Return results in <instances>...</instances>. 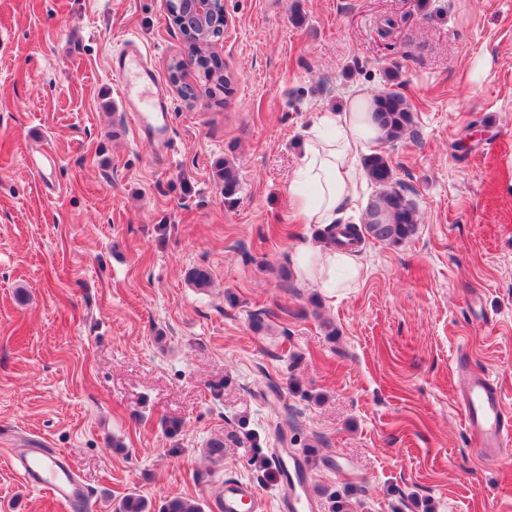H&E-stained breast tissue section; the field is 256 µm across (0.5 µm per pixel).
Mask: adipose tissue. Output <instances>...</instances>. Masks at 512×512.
Returning a JSON list of instances; mask_svg holds the SVG:
<instances>
[{
	"label": "adipose tissue",
	"mask_w": 512,
	"mask_h": 512,
	"mask_svg": "<svg viewBox=\"0 0 512 512\" xmlns=\"http://www.w3.org/2000/svg\"><path fill=\"white\" fill-rule=\"evenodd\" d=\"M373 110V97L360 94L341 111L317 113L290 188L291 205L304 223L327 229L355 208L366 178L360 154L384 137ZM296 267L300 277L331 294L340 286L337 271L352 281L361 275L357 254L337 242L300 247Z\"/></svg>",
	"instance_id": "obj_1"
}]
</instances>
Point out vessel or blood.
<instances>
[{"instance_id":"1","label":"vessel or blood","mask_w":512,"mask_h":512,"mask_svg":"<svg viewBox=\"0 0 512 512\" xmlns=\"http://www.w3.org/2000/svg\"><path fill=\"white\" fill-rule=\"evenodd\" d=\"M112 78L119 85L123 101L136 127L160 148H167L169 107L162 92L142 91L153 83L151 71L135 43H127L110 57ZM56 156L47 149L29 154L27 165L41 178H48L57 166ZM466 427L479 455L488 462L500 459L512 446V410L507 409L500 384L484 372H469L467 386L458 400ZM272 461L279 474V512H317L318 504L309 491L311 474L292 449L276 448ZM28 487L49 492L58 502L75 506L87 498L86 490L70 471L65 455L46 457L33 449L19 460ZM218 512H265L266 503L248 481L227 479L216 493Z\"/></svg>"}]
</instances>
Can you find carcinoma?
Wrapping results in <instances>:
<instances>
[{
  "instance_id": "1",
  "label": "carcinoma",
  "mask_w": 512,
  "mask_h": 512,
  "mask_svg": "<svg viewBox=\"0 0 512 512\" xmlns=\"http://www.w3.org/2000/svg\"><path fill=\"white\" fill-rule=\"evenodd\" d=\"M188 50V57L197 67L216 80L228 81L221 64L209 52L212 43L224 35L215 23L203 27L184 26L180 28ZM374 120L390 141L400 139L412 126L413 115L407 100L398 92L386 91L375 98ZM370 179L386 190L371 205L368 221L361 228L352 225L344 227V233L355 237L367 235L375 240L399 243L411 237L418 224L415 205L401 190L391 187L394 172L387 159L374 154L364 161ZM216 175L224 181V199L231 200L239 189L238 173L232 163L226 161L216 170ZM188 280L199 289L206 290L211 284L208 270L195 268L188 272ZM116 512H150L148 503L140 496L129 494L120 501ZM162 512H203L201 504L189 498H173L166 502Z\"/></svg>"
}]
</instances>
